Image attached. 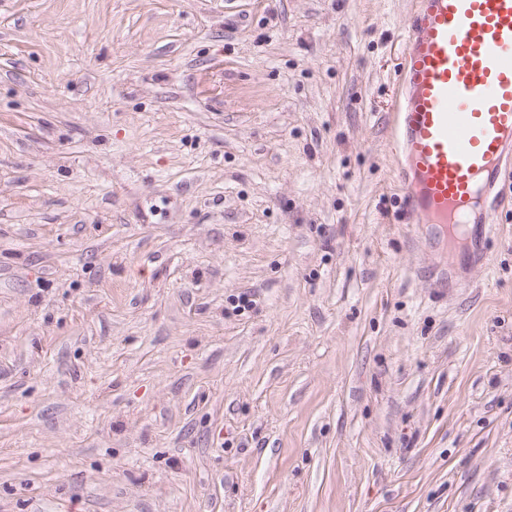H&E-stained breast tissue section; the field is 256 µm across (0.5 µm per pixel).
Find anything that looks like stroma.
I'll use <instances>...</instances> for the list:
<instances>
[{
  "instance_id": "1",
  "label": "stroma",
  "mask_w": 512,
  "mask_h": 512,
  "mask_svg": "<svg viewBox=\"0 0 512 512\" xmlns=\"http://www.w3.org/2000/svg\"><path fill=\"white\" fill-rule=\"evenodd\" d=\"M413 0H0V512H512V199L411 230Z\"/></svg>"
}]
</instances>
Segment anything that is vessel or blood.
<instances>
[{
	"label": "vessel or blood",
	"mask_w": 512,
	"mask_h": 512,
	"mask_svg": "<svg viewBox=\"0 0 512 512\" xmlns=\"http://www.w3.org/2000/svg\"><path fill=\"white\" fill-rule=\"evenodd\" d=\"M391 154L414 226L489 228L512 171V0H416Z\"/></svg>",
	"instance_id": "obj_1"
}]
</instances>
